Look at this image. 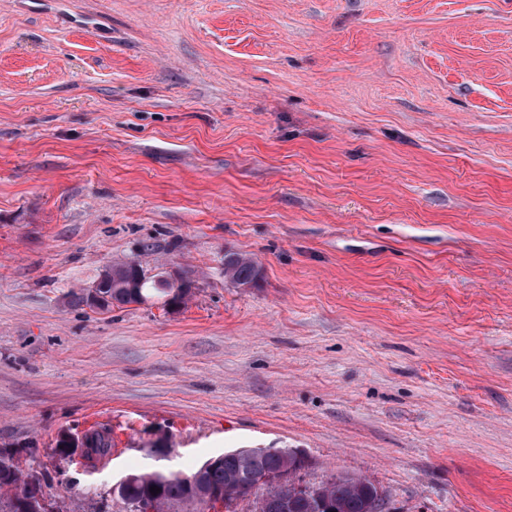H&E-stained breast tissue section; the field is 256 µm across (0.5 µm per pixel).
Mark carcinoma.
<instances>
[{
    "mask_svg": "<svg viewBox=\"0 0 512 512\" xmlns=\"http://www.w3.org/2000/svg\"><path fill=\"white\" fill-rule=\"evenodd\" d=\"M262 268L254 258L236 251L224 252V280L236 288H253L260 281ZM195 280L188 279L187 286L178 290L158 273L149 277L139 274V269L128 263L113 267V278L103 286L104 301L101 310L113 306L142 304L151 298L164 300L166 306H181L193 294ZM82 453L90 463L98 462L112 454L110 431L100 427L88 431L82 441ZM256 469L274 472L284 465V454L268 452L257 456L253 462ZM240 471V460L235 456L224 457V462L207 469L195 470L189 475L166 474L155 477V472L145 471L129 483L119 499L129 512H170L174 506L182 508L193 505L205 512L202 493H222L224 489L236 488L239 496L251 492L245 485H235ZM320 494L322 506H312L309 500H295L289 512H369L371 502L380 494L376 484L367 478L352 475L333 476L323 482ZM156 486L160 492L152 494ZM48 484L44 478L33 485L28 474L11 466L0 467V512H24L23 505L36 495H47Z\"/></svg>",
    "mask_w": 512,
    "mask_h": 512,
    "instance_id": "carcinoma-1",
    "label": "carcinoma"
}]
</instances>
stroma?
Listing matches in <instances>:
<instances>
[{
    "mask_svg": "<svg viewBox=\"0 0 512 512\" xmlns=\"http://www.w3.org/2000/svg\"><path fill=\"white\" fill-rule=\"evenodd\" d=\"M130 259L193 297L67 305ZM245 447L512 512V0H0V448L125 512ZM261 275L262 268L254 258L236 251H225L224 280L235 288H253ZM83 457L90 463L98 462L112 454V437L105 427L89 430L82 441Z\"/></svg>",
    "mask_w": 512,
    "mask_h": 512,
    "instance_id": "1",
    "label": "stroma"
}]
</instances>
